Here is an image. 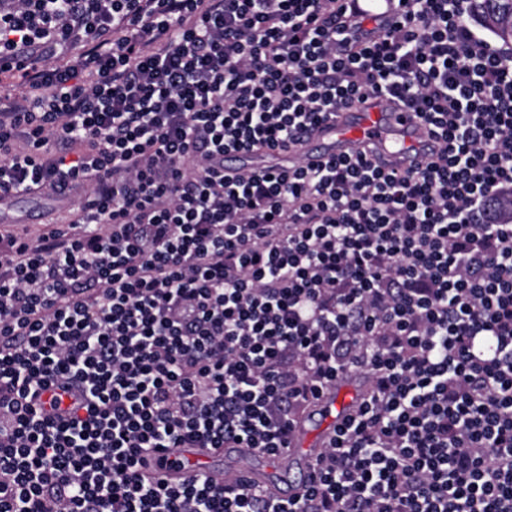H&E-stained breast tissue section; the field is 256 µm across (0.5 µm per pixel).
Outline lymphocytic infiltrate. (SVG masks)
Returning <instances> with one entry per match:
<instances>
[{
  "instance_id": "lymphocytic-infiltrate-1",
  "label": "lymphocytic infiltrate",
  "mask_w": 512,
  "mask_h": 512,
  "mask_svg": "<svg viewBox=\"0 0 512 512\" xmlns=\"http://www.w3.org/2000/svg\"><path fill=\"white\" fill-rule=\"evenodd\" d=\"M390 2L0 10V201L77 197L0 232V512H512V52L467 0ZM373 95L437 140L417 170L225 174ZM355 371L301 499L147 467L279 453ZM336 384H339L337 393L335 390L337 403H348L355 406L365 392L360 372L343 377ZM202 448H167L153 454L151 460L155 462L154 470L162 475L176 477H190L196 474H204L214 480L223 478V471L213 469L209 456L204 454ZM165 458L160 462V458Z\"/></svg>"
}]
</instances>
